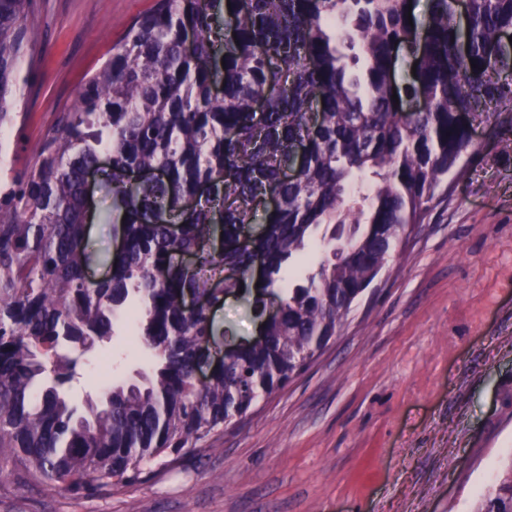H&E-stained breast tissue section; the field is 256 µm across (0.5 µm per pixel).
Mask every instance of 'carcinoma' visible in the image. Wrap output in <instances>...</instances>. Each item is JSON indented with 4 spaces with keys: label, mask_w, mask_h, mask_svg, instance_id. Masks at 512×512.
I'll return each instance as SVG.
<instances>
[{
    "label": "carcinoma",
    "mask_w": 512,
    "mask_h": 512,
    "mask_svg": "<svg viewBox=\"0 0 512 512\" xmlns=\"http://www.w3.org/2000/svg\"><path fill=\"white\" fill-rule=\"evenodd\" d=\"M416 2L154 0L124 25L34 164L0 175V473L110 496L220 434L336 336L448 175L464 173L476 118L495 127L512 115V0H468L464 24L456 0H428L409 21ZM33 8L0 0V129L20 117L32 56L19 19ZM399 46L416 65L402 92ZM104 156L112 212L101 220L118 225L121 247L105 257L111 276L92 282L84 176ZM269 194L279 207L241 246ZM322 224L353 231L325 240L338 250L277 298L262 337L224 349L197 385V348L214 328L182 298L216 305L255 270L275 287ZM127 318L150 371L77 414L62 393L76 374L69 353L110 342ZM476 512H512V453Z\"/></svg>",
    "instance_id": "1"
}]
</instances>
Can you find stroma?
I'll return each instance as SVG.
<instances>
[{"label":"stroma","mask_w":512,"mask_h":512,"mask_svg":"<svg viewBox=\"0 0 512 512\" xmlns=\"http://www.w3.org/2000/svg\"><path fill=\"white\" fill-rule=\"evenodd\" d=\"M153 0H37L34 67L0 138V170L32 165L56 114ZM512 124L477 122L465 174L404 237L322 354L204 450L106 497L0 479V512H471L512 450ZM253 293L214 308L211 368L254 338ZM147 364L117 336L78 358L63 393L100 400L101 360Z\"/></svg>","instance_id":"1"}]
</instances>
